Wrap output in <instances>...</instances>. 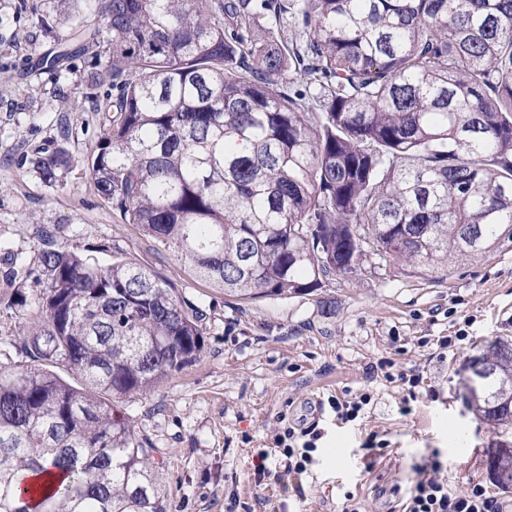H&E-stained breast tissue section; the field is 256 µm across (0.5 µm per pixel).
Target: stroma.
Instances as JSON below:
<instances>
[{"instance_id": "1", "label": "stroma", "mask_w": 512, "mask_h": 512, "mask_svg": "<svg viewBox=\"0 0 512 512\" xmlns=\"http://www.w3.org/2000/svg\"><path fill=\"white\" fill-rule=\"evenodd\" d=\"M77 22L105 27L91 0H74L66 13L59 0H0V372L25 363L15 344L30 310L8 302L30 293L26 270L37 233L47 228L86 255L103 245L126 254L206 309L201 356L119 404L154 448L172 512H341L350 495L366 512H395L413 465L435 452L448 463L451 486L478 482L497 504H512V492L493 487L484 463L496 435L463 401L469 359L482 344L512 338V240L434 269L370 254L354 278L332 277L309 295H224L127 223L88 180L84 161L106 120L92 104L112 88L88 85L93 54L55 71L40 64ZM57 145L74 163L49 186L24 159ZM462 327L470 342L447 360L420 344ZM386 359L404 373H422L437 397L419 398L411 415H401L400 384L367 372ZM362 389L374 393L365 418L336 423L328 399ZM283 416L320 429L313 462L298 482L258 480L252 460L270 446ZM452 424L461 439L449 434ZM373 432L385 436L392 460L370 470L364 454Z\"/></svg>"}]
</instances>
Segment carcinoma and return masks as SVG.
Listing matches in <instances>:
<instances>
[{
    "label": "carcinoma",
    "mask_w": 512,
    "mask_h": 512,
    "mask_svg": "<svg viewBox=\"0 0 512 512\" xmlns=\"http://www.w3.org/2000/svg\"><path fill=\"white\" fill-rule=\"evenodd\" d=\"M101 16L107 36L79 30L47 63L94 48L88 82L117 90L88 177L224 294L307 295L368 251L435 267L512 240V0H102ZM29 162L50 185L72 167L63 147ZM98 252L37 235L26 365L0 375V512H169L115 403L195 361L206 314ZM466 369L467 407L508 433L512 340ZM494 446L511 491L512 447ZM47 460L66 484L24 488Z\"/></svg>",
    "instance_id": "1"
}]
</instances>
